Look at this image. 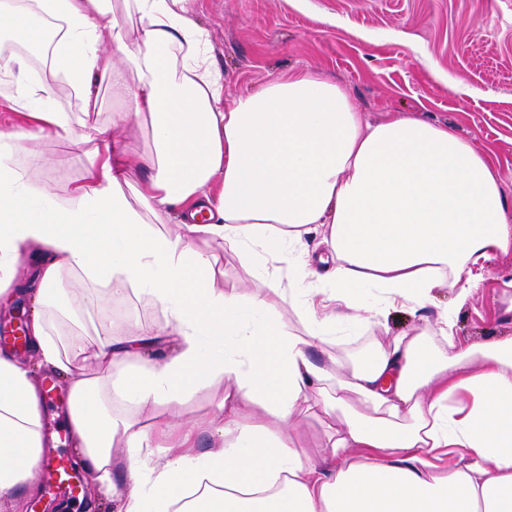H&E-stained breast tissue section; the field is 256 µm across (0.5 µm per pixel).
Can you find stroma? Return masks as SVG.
Wrapping results in <instances>:
<instances>
[{"mask_svg":"<svg viewBox=\"0 0 512 512\" xmlns=\"http://www.w3.org/2000/svg\"><path fill=\"white\" fill-rule=\"evenodd\" d=\"M195 18L210 31L229 93L253 91L291 69L310 70L339 84L367 120L397 112L448 126L486 154L512 202V0H196ZM449 76L463 81L462 91L449 92ZM15 163L34 188L61 201L82 179L85 148L33 139ZM511 276L512 257H497L465 306L437 289L423 317L390 311L382 325L338 332L332 352L344 363L372 355L388 335L433 329L448 309L464 342L512 336L501 284ZM92 315L115 334L133 319L147 326L164 319L132 296L104 301Z\"/></svg>","mask_w":512,"mask_h":512,"instance_id":"obj_1","label":"stroma"}]
</instances>
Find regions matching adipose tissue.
Wrapping results in <instances>:
<instances>
[{"mask_svg": "<svg viewBox=\"0 0 512 512\" xmlns=\"http://www.w3.org/2000/svg\"><path fill=\"white\" fill-rule=\"evenodd\" d=\"M47 19L51 70L82 118L53 108L54 82L24 57L0 58L28 119L0 131V299L35 257L28 346L69 376L77 462L115 512H512V336L462 344L444 312L441 345L416 328L365 361L328 351L338 327L420 312L436 289L467 303L487 262L512 254L487 157L426 120L369 121L306 69L225 94L193 0H0V34L17 42L41 44ZM108 99L111 124L88 122ZM144 118L148 147L130 150L122 132ZM39 137L88 147L63 202L35 199L14 163ZM202 241L237 253L252 283L220 284ZM67 274L90 282L86 306L131 293L165 320L62 339ZM217 381L204 420L172 413ZM117 397L133 412L115 413ZM41 405L0 350V499L18 505L38 490ZM299 416L324 427L319 458L299 446Z\"/></svg>", "mask_w": 512, "mask_h": 512, "instance_id": "ef3b65f1", "label": "adipose tissue"}]
</instances>
